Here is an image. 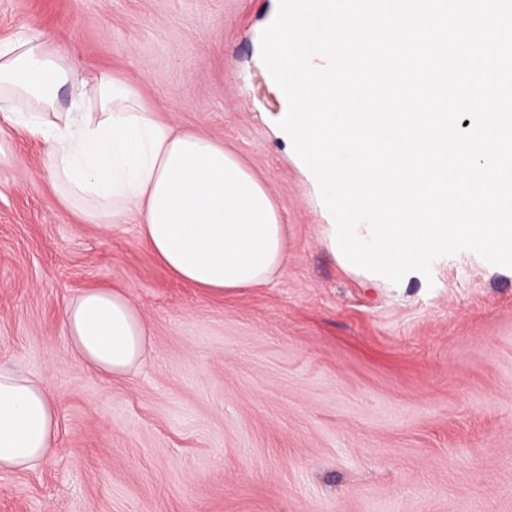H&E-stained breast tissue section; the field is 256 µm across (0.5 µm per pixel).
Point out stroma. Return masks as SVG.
I'll return each mask as SVG.
<instances>
[{"label":"stroma","instance_id":"35a3bbf8","mask_svg":"<svg viewBox=\"0 0 512 512\" xmlns=\"http://www.w3.org/2000/svg\"><path fill=\"white\" fill-rule=\"evenodd\" d=\"M279 0H0V42L52 34L157 116L271 188L288 263L218 298L170 277L133 224L58 209L41 143L0 122V368L40 379L54 450L0 472V512H512V269L459 252L376 287L329 250L277 130L260 41ZM117 288L151 335L124 377L74 354L64 307Z\"/></svg>","mask_w":512,"mask_h":512}]
</instances>
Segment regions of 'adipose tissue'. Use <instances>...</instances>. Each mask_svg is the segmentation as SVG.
<instances>
[{"mask_svg": "<svg viewBox=\"0 0 512 512\" xmlns=\"http://www.w3.org/2000/svg\"><path fill=\"white\" fill-rule=\"evenodd\" d=\"M0 118L42 142L60 208L87 224H137L172 277L233 295L269 282L287 263L267 183L223 142L159 119L127 78L78 77L46 34L0 44ZM63 321L75 355L100 373L128 375L150 356L148 328L120 291L83 292ZM58 429L45 384L0 370V470L36 466Z\"/></svg>", "mask_w": 512, "mask_h": 512, "instance_id": "1", "label": "adipose tissue"}]
</instances>
